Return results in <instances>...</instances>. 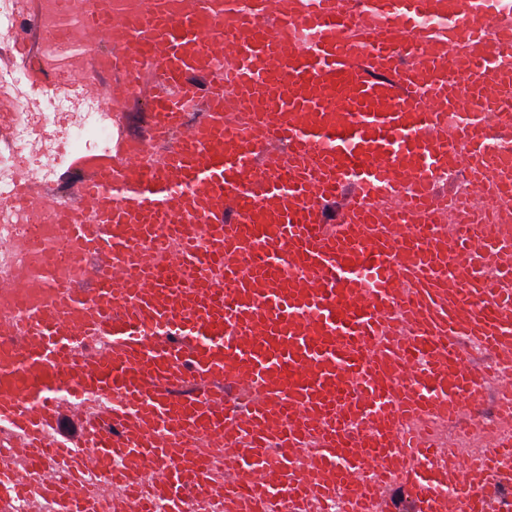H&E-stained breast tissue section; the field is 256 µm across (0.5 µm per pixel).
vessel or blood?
<instances>
[{
	"label": "vessel or blood",
	"mask_w": 512,
	"mask_h": 512,
	"mask_svg": "<svg viewBox=\"0 0 512 512\" xmlns=\"http://www.w3.org/2000/svg\"><path fill=\"white\" fill-rule=\"evenodd\" d=\"M168 3L83 0L119 136L62 204L16 166L84 257L19 318L0 229V512H512V0Z\"/></svg>",
	"instance_id": "b4317fda"
}]
</instances>
